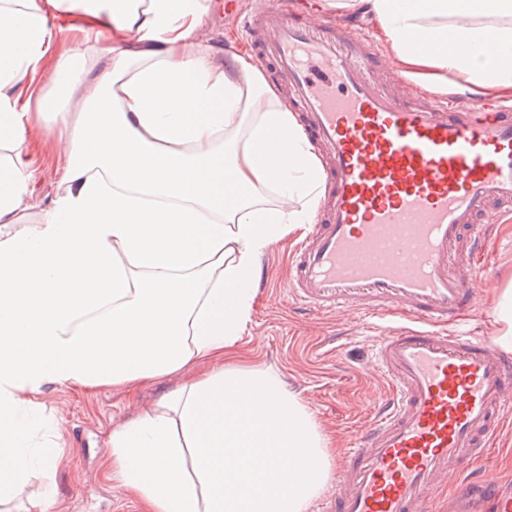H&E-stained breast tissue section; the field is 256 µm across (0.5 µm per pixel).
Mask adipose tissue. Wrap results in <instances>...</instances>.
<instances>
[{"instance_id":"1","label":"adipose tissue","mask_w":512,"mask_h":512,"mask_svg":"<svg viewBox=\"0 0 512 512\" xmlns=\"http://www.w3.org/2000/svg\"><path fill=\"white\" fill-rule=\"evenodd\" d=\"M212 0H0V506L33 470L43 388L180 376L109 438L107 474L147 512H308L336 450L282 375L235 361L257 257L304 229L322 166L287 99ZM360 15L397 71L512 99V0H323ZM105 43L86 62L78 47ZM49 77L52 92L22 97ZM64 148L38 223L32 113ZM300 448L313 473L295 465Z\"/></svg>"}]
</instances>
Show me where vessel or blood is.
<instances>
[{
  "label": "vessel or blood",
  "mask_w": 512,
  "mask_h": 512,
  "mask_svg": "<svg viewBox=\"0 0 512 512\" xmlns=\"http://www.w3.org/2000/svg\"><path fill=\"white\" fill-rule=\"evenodd\" d=\"M287 92L324 166L287 291L315 310L397 314L373 350L389 392L355 434L323 512H428L460 478L483 512H512V485L471 476L512 415V355L467 329L478 258L512 212V103L401 95L374 81L367 35L270 5L238 18Z\"/></svg>",
  "instance_id": "vessel-or-blood-1"
}]
</instances>
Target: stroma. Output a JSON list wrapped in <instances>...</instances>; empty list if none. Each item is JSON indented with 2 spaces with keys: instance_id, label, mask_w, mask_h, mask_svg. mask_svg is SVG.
Returning a JSON list of instances; mask_svg holds the SVG:
<instances>
[{
  "instance_id": "obj_1",
  "label": "stroma",
  "mask_w": 512,
  "mask_h": 512,
  "mask_svg": "<svg viewBox=\"0 0 512 512\" xmlns=\"http://www.w3.org/2000/svg\"><path fill=\"white\" fill-rule=\"evenodd\" d=\"M33 196L23 213L37 223L41 212L65 190L58 173L62 149L52 123L30 121ZM498 243L485 265L484 295L468 315L469 326L495 336L491 290L512 285V223L497 227ZM290 240L272 245L259 259V295L239 342L251 364L280 372L307 405L339 452H346L352 435L370 421L387 388L377 377L371 355L374 334L354 316L323 315L295 303L286 293ZM177 378L146 382L136 388L100 387L79 392L57 385L42 396L47 431L62 435V463L52 481L31 477L20 492L17 507H25L44 486L56 493V512H145L143 504L108 479L103 461L110 432L151 406ZM488 480L512 478V421L507 422L491 452L475 462Z\"/></svg>"
}]
</instances>
